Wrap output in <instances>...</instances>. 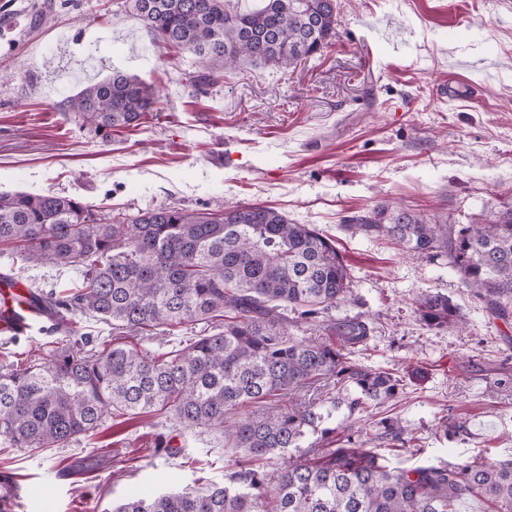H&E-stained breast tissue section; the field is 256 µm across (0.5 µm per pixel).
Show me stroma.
I'll return each mask as SVG.
<instances>
[{
    "instance_id": "obj_1",
    "label": "stroma",
    "mask_w": 512,
    "mask_h": 512,
    "mask_svg": "<svg viewBox=\"0 0 512 512\" xmlns=\"http://www.w3.org/2000/svg\"><path fill=\"white\" fill-rule=\"evenodd\" d=\"M52 20L38 24L42 11ZM337 34L295 71L244 64L199 92L201 64L152 42L125 0H0V192H52L104 211L278 209L332 238L350 272L353 301L330 317H366L354 358L399 376L396 398L352 422L385 450L381 420L400 423L418 454L394 462L512 460V319L493 316L447 255L413 258L352 219L399 205L471 224L512 204V0H338ZM122 70L159 92L156 119L104 138L66 101ZM472 95H440L449 71ZM40 292L78 286L64 266H28ZM448 296L464 327L426 326L416 299ZM33 322L19 345L0 334V370L14 348L38 358L54 338ZM466 418L465 436L445 424ZM168 451L155 453L157 439ZM234 451L217 431L184 430L171 417L106 418L65 448L0 447V473L19 487L11 512H108L138 486L203 489L224 480Z\"/></svg>"
}]
</instances>
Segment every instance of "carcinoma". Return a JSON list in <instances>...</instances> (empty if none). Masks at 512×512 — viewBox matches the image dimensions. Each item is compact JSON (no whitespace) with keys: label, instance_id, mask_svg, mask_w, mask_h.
<instances>
[{"label":"carcinoma","instance_id":"1","mask_svg":"<svg viewBox=\"0 0 512 512\" xmlns=\"http://www.w3.org/2000/svg\"><path fill=\"white\" fill-rule=\"evenodd\" d=\"M132 17L153 40L198 56L200 90L242 63L288 70L336 37L337 0H262L233 11L227 0H131ZM158 94L115 71L68 100L96 131L137 127ZM355 229L385 235L417 258L444 252L476 299L512 316V206L475 224L379 205ZM0 255L10 264L70 266L78 287L32 295L54 317L55 347L0 371V443L66 448L114 413L161 412L186 430L224 431L238 456L224 463V484L161 494L132 492L113 512H512V461L420 463L397 467L356 439L351 428H323V410L343 393L349 416L399 393L402 380L355 362L368 324L325 318L351 301L349 268L335 241L293 224L267 206L195 211L159 207L100 214L55 193H0ZM316 324L288 332L278 308ZM431 327L459 325L448 297L417 301ZM222 313L224 329L180 349L148 353L106 340L91 345L79 320L119 333L153 336ZM248 407L250 412L240 411ZM319 438L306 443L309 433ZM381 438L406 444L394 420ZM308 457H288L291 448ZM279 458L275 472L264 462Z\"/></svg>","mask_w":512,"mask_h":512}]
</instances>
